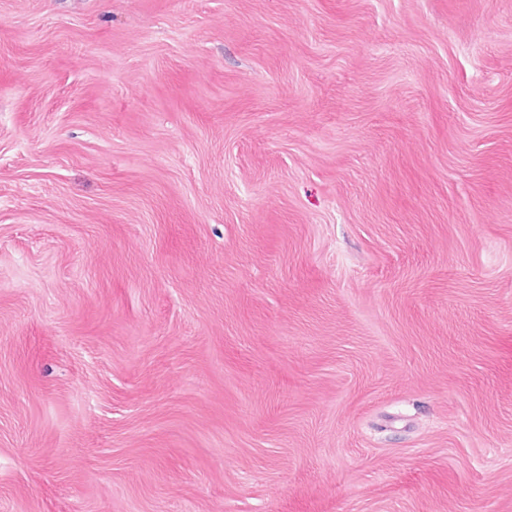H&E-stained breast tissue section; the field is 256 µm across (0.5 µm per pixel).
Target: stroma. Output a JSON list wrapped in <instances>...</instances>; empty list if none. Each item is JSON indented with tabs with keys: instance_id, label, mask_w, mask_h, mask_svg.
Segmentation results:
<instances>
[{
	"instance_id": "obj_1",
	"label": "stroma",
	"mask_w": 512,
	"mask_h": 512,
	"mask_svg": "<svg viewBox=\"0 0 512 512\" xmlns=\"http://www.w3.org/2000/svg\"><path fill=\"white\" fill-rule=\"evenodd\" d=\"M0 512H512V0H0Z\"/></svg>"
}]
</instances>
